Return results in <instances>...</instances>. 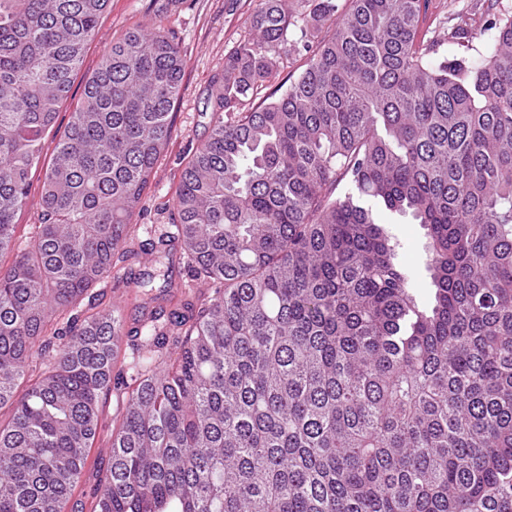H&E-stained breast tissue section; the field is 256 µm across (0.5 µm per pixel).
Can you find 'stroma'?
I'll list each match as a JSON object with an SVG mask.
<instances>
[{
  "instance_id": "stroma-1",
  "label": "stroma",
  "mask_w": 512,
  "mask_h": 512,
  "mask_svg": "<svg viewBox=\"0 0 512 512\" xmlns=\"http://www.w3.org/2000/svg\"><path fill=\"white\" fill-rule=\"evenodd\" d=\"M258 0H174L164 25L178 44L183 58L182 92L170 117L172 136L155 165L140 224L162 227L169 224L170 207L179 174L197 145L208 133L211 115L206 110V92L212 79L224 68V57L252 35L251 16ZM152 0H111L97 38L88 46L76 70L70 96L57 115V127H65L76 103L81 99L87 77L98 67L113 39L135 24L153 21ZM496 11L491 0H430L429 20L436 23L439 51L448 57L465 56L466 50L449 40L442 27L444 18L464 17L473 33L483 34ZM380 220L399 241V260L414 274L423 270L424 230L410 219L380 213ZM103 427L94 440L86 468L75 490L76 498L89 501L98 470L106 457L112 433L115 403L105 398Z\"/></svg>"
}]
</instances>
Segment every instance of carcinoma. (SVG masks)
I'll list each match as a JSON object with an SVG mask.
<instances>
[{
    "instance_id": "cac0c4a2",
    "label": "carcinoma",
    "mask_w": 512,
    "mask_h": 512,
    "mask_svg": "<svg viewBox=\"0 0 512 512\" xmlns=\"http://www.w3.org/2000/svg\"><path fill=\"white\" fill-rule=\"evenodd\" d=\"M109 3L0 0V254L57 139L0 270V512H84L108 394L93 512H512V10L450 59L428 0H259L157 232L134 218L181 91L165 27L113 41L55 128ZM370 201L424 228L430 302ZM137 232L135 300L182 262L205 292L130 327L83 300ZM309 53H306L302 44H298L295 49L292 50L288 62L285 63V68L281 71L279 78L269 83L265 89H263L254 101V105H259L266 97H271L268 101L278 98L287 88L289 82L283 87H280L287 79L288 75L291 76V80L295 78L305 67L307 57ZM40 165L38 169L32 170L30 178L29 197L25 209L17 218L15 229L16 244L25 247L34 236V224H39V215L42 205V181L44 169ZM102 402V419L104 426L94 440V447L89 454L86 468L75 490V497L82 499L84 503H89L90 501V495L96 484L98 470L100 466L103 467L101 463L106 459V448H108L110 435L112 433V413L115 408L112 395L106 396L105 399L103 398Z\"/></svg>"
}]
</instances>
